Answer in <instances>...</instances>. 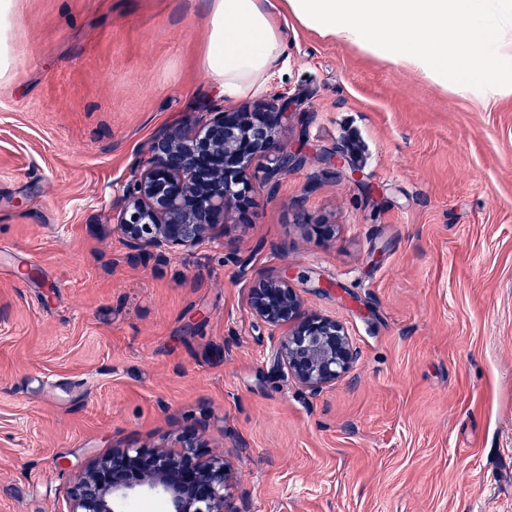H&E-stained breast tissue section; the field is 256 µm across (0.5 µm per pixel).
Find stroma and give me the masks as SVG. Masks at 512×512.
Instances as JSON below:
<instances>
[{"label": "stroma", "mask_w": 512, "mask_h": 512, "mask_svg": "<svg viewBox=\"0 0 512 512\" xmlns=\"http://www.w3.org/2000/svg\"><path fill=\"white\" fill-rule=\"evenodd\" d=\"M207 2L14 0L0 512H67L93 459L185 430L231 464L236 512H512V96L458 97L282 19L260 93L295 99L278 139L303 163L215 241L141 254L114 227L132 167L225 103L199 64ZM326 151L359 181L322 175ZM281 269L360 352L317 394L247 306Z\"/></svg>", "instance_id": "35a3bbf8"}]
</instances>
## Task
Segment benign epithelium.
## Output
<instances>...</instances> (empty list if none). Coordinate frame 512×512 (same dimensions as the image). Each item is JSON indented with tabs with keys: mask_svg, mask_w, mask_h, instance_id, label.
Listing matches in <instances>:
<instances>
[{
	"mask_svg": "<svg viewBox=\"0 0 512 512\" xmlns=\"http://www.w3.org/2000/svg\"><path fill=\"white\" fill-rule=\"evenodd\" d=\"M289 101L264 98L237 110L207 109L190 127L157 134L123 188L116 227L128 246L163 254L214 238L217 223L242 207L258 186L276 191L300 162L283 146L277 128ZM323 171L359 169L339 152L321 156ZM254 327L271 340L276 365L313 393L336 383L359 358L346 326L307 315L288 275L269 274L249 286ZM192 432L170 446L114 448L95 459L70 491L69 512H127L156 497L167 512H231L233 474L222 454L204 456Z\"/></svg>",
	"mask_w": 512,
	"mask_h": 512,
	"instance_id": "7a95c632",
	"label": "benign epithelium"
}]
</instances>
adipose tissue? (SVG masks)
<instances>
[{
	"label": "adipose tissue",
	"instance_id": "ef3b65f1",
	"mask_svg": "<svg viewBox=\"0 0 512 512\" xmlns=\"http://www.w3.org/2000/svg\"><path fill=\"white\" fill-rule=\"evenodd\" d=\"M282 10L461 97L512 95V0H210L201 65L226 98L259 90L281 60Z\"/></svg>",
	"mask_w": 512,
	"mask_h": 512
}]
</instances>
